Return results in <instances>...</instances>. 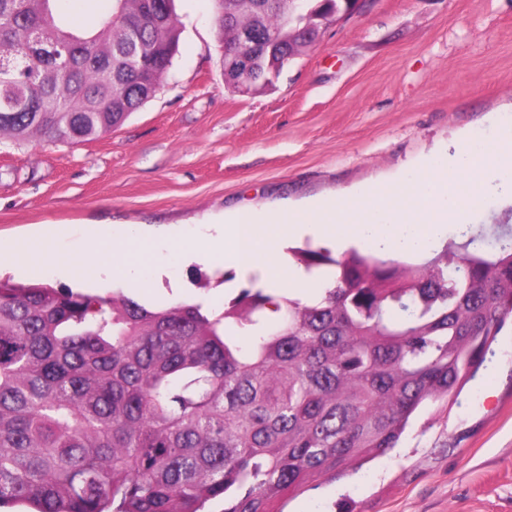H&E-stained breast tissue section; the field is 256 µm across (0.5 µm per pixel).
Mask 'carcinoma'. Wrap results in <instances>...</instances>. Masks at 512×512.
I'll list each match as a JSON object with an SVG mask.
<instances>
[{
  "label": "carcinoma",
  "instance_id": "1",
  "mask_svg": "<svg viewBox=\"0 0 512 512\" xmlns=\"http://www.w3.org/2000/svg\"><path fill=\"white\" fill-rule=\"evenodd\" d=\"M57 2L0 0V144L95 140L172 65L175 0H112L84 31ZM212 4L220 47L254 33L238 73L253 91L312 45L286 22L297 0ZM461 237L419 264L290 247L327 280L317 299L250 284L216 318L0 279V507L271 512L386 454L458 397L512 318V230L496 225L490 251Z\"/></svg>",
  "mask_w": 512,
  "mask_h": 512
}]
</instances>
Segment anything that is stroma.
I'll list each match as a JSON object with an SVG mask.
<instances>
[{
  "label": "stroma",
  "instance_id": "35a3bbf8",
  "mask_svg": "<svg viewBox=\"0 0 512 512\" xmlns=\"http://www.w3.org/2000/svg\"><path fill=\"white\" fill-rule=\"evenodd\" d=\"M181 31L162 88L111 133L0 145V277L162 308L222 313L247 281L184 237L146 266L145 287L48 273L16 251L59 237L74 266L84 228L166 235L249 211L266 222L346 191L396 183L467 134L512 118V0H364L290 62L273 88L224 85L211 0H175ZM512 198L483 193L465 217L493 244ZM273 512H512V322L457 403L432 406L398 448L341 480L283 496Z\"/></svg>",
  "mask_w": 512,
  "mask_h": 512
}]
</instances>
